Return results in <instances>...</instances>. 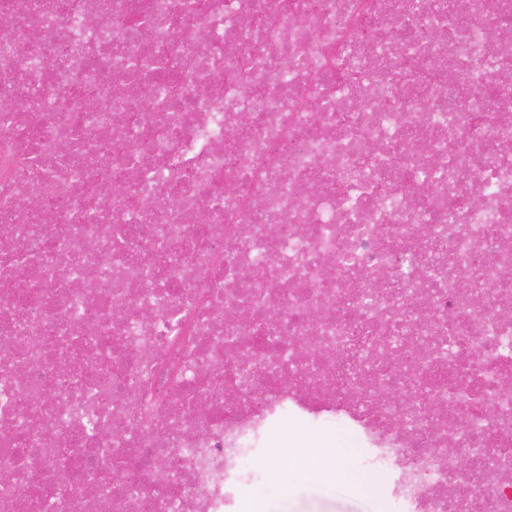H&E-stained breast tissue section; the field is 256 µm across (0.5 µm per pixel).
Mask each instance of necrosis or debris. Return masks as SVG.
<instances>
[{"mask_svg": "<svg viewBox=\"0 0 512 512\" xmlns=\"http://www.w3.org/2000/svg\"><path fill=\"white\" fill-rule=\"evenodd\" d=\"M1 21L0 512H246L313 439L385 512H512V0Z\"/></svg>", "mask_w": 512, "mask_h": 512, "instance_id": "obj_1", "label": "necrosis or debris"}]
</instances>
